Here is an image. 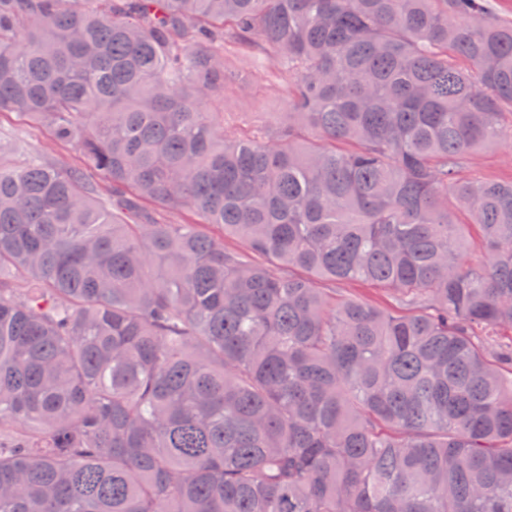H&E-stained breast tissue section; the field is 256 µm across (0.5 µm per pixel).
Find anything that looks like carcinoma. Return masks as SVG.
<instances>
[{
  "label": "carcinoma",
  "instance_id": "cac0c4a2",
  "mask_svg": "<svg viewBox=\"0 0 512 512\" xmlns=\"http://www.w3.org/2000/svg\"><path fill=\"white\" fill-rule=\"evenodd\" d=\"M230 43L286 81L259 135L203 109ZM0 112L80 156L0 146V512H512V180L457 177L512 20L0 0ZM325 288H336V299L346 296L362 298L380 307H390L395 304L393 293L386 288L362 284L358 282H340L325 285Z\"/></svg>",
  "mask_w": 512,
  "mask_h": 512
}]
</instances>
